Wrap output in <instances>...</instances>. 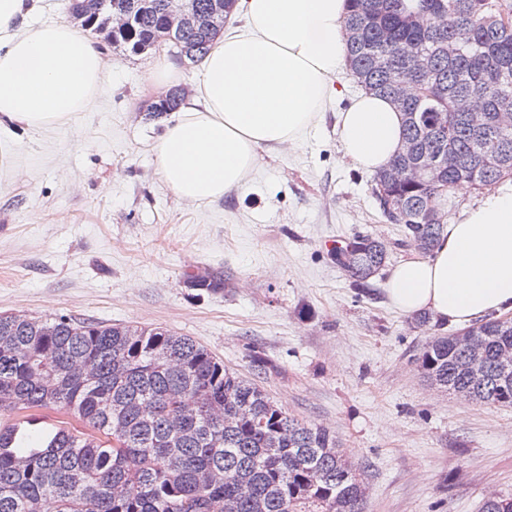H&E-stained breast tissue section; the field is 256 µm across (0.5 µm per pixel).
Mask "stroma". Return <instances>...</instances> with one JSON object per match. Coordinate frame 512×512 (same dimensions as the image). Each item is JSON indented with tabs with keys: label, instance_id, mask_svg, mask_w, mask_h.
Listing matches in <instances>:
<instances>
[{
	"label": "stroma",
	"instance_id": "1",
	"mask_svg": "<svg viewBox=\"0 0 512 512\" xmlns=\"http://www.w3.org/2000/svg\"><path fill=\"white\" fill-rule=\"evenodd\" d=\"M112 67L67 125L0 135V312L162 327L192 337L290 416L329 429L364 474L363 512H479L512 495V408L469 401L421 377L415 358L456 326L385 301L388 270L414 254L339 148L336 121L361 92L349 69L299 145L262 151L246 181L210 203L180 200L152 146L144 72L177 64L162 43L106 48ZM371 235L386 267L359 284L326 241ZM189 268L224 275L216 293Z\"/></svg>",
	"mask_w": 512,
	"mask_h": 512
}]
</instances>
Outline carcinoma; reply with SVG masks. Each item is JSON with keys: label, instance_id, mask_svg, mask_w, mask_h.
Listing matches in <instances>:
<instances>
[{"label": "carcinoma", "instance_id": "obj_1", "mask_svg": "<svg viewBox=\"0 0 512 512\" xmlns=\"http://www.w3.org/2000/svg\"><path fill=\"white\" fill-rule=\"evenodd\" d=\"M163 0H102L86 17L112 47L140 54L165 35ZM512 0H350L342 21L346 62L365 91L430 84L407 98L405 142L375 180L453 155L438 180H402L380 201L406 242L430 251L444 232L440 199L459 183L477 189L512 173ZM130 24L115 30L108 17ZM442 19L437 26L423 18ZM214 35L188 30L172 45L192 61ZM459 44L450 58L445 47ZM174 92L151 106L173 112ZM364 281L387 245L358 235L333 253ZM193 288L217 292L223 275L187 270ZM512 324L498 318L463 335L434 336L415 358L430 383L476 402L512 408ZM54 413L61 426L29 427ZM363 481L329 430L283 411L257 384L224 368L203 345L167 329L64 316L0 313V512H361ZM481 512H512L489 494Z\"/></svg>", "mask_w": 512, "mask_h": 512}]
</instances>
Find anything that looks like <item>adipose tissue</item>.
<instances>
[{
	"instance_id": "1",
	"label": "adipose tissue",
	"mask_w": 512,
	"mask_h": 512,
	"mask_svg": "<svg viewBox=\"0 0 512 512\" xmlns=\"http://www.w3.org/2000/svg\"><path fill=\"white\" fill-rule=\"evenodd\" d=\"M35 0H0V128L70 123L106 79L102 50L68 24L32 26ZM245 26L217 36L201 60L191 105L154 146L178 198L208 202L238 188L260 151L297 144L334 92L346 63L348 0H241ZM344 157L379 172L403 144L404 116L364 93L339 113ZM386 300L398 313L465 326L512 311V180L466 205L430 255L390 270Z\"/></svg>"
}]
</instances>
